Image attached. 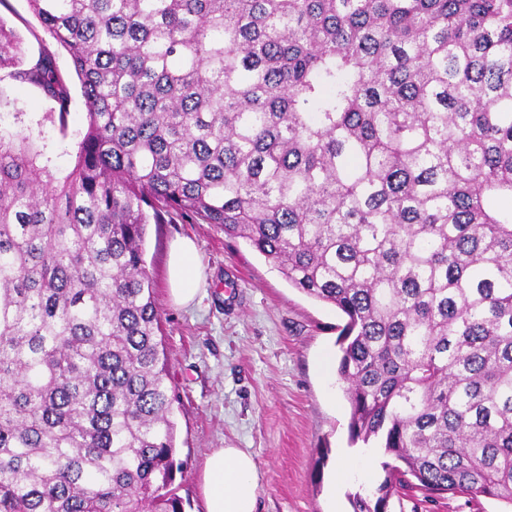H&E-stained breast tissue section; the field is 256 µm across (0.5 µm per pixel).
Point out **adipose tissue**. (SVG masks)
<instances>
[{
  "label": "adipose tissue",
  "instance_id": "ef3b65f1",
  "mask_svg": "<svg viewBox=\"0 0 512 512\" xmlns=\"http://www.w3.org/2000/svg\"><path fill=\"white\" fill-rule=\"evenodd\" d=\"M203 278L193 241L174 242L169 256V285L178 305L192 303ZM203 495L206 512H257L256 464L250 453L240 448H221L205 463Z\"/></svg>",
  "mask_w": 512,
  "mask_h": 512
}]
</instances>
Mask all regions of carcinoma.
<instances>
[{
    "instance_id": "cac0c4a2",
    "label": "carcinoma",
    "mask_w": 512,
    "mask_h": 512,
    "mask_svg": "<svg viewBox=\"0 0 512 512\" xmlns=\"http://www.w3.org/2000/svg\"><path fill=\"white\" fill-rule=\"evenodd\" d=\"M86 103L63 176L0 131V512H183L144 260L178 212L345 318L393 493L512 506V0H28ZM0 72L58 105L44 50Z\"/></svg>"
}]
</instances>
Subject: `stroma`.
Segmentation results:
<instances>
[{"instance_id": "1", "label": "stroma", "mask_w": 512, "mask_h": 512, "mask_svg": "<svg viewBox=\"0 0 512 512\" xmlns=\"http://www.w3.org/2000/svg\"><path fill=\"white\" fill-rule=\"evenodd\" d=\"M0 18L23 41L26 61L48 49L69 80L67 134L45 122L56 104L35 86L0 80V114L14 129V113L40 126L60 173H67L85 105L67 52L50 38L28 0H6ZM179 237L192 239L204 270L195 304L174 305L168 287V256ZM146 267L155 284L169 383L177 400L176 462L172 488L184 512H206L202 477L207 455L218 448H242L255 460L258 512H352L348 497L370 492L384 478L380 449L350 444L349 404L338 377L325 361H338L332 305L292 288L276 264L222 227L166 215L147 227ZM353 466L344 481L335 474L341 460ZM489 497L468 500L443 494L427 500L408 491L390 500L389 512H505Z\"/></svg>"}]
</instances>
